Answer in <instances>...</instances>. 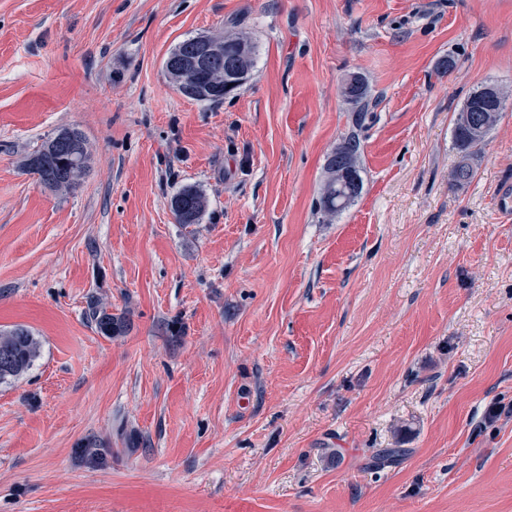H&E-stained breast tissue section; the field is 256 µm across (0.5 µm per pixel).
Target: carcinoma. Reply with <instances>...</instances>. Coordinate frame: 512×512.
I'll return each instance as SVG.
<instances>
[{
	"label": "carcinoma",
	"instance_id": "obj_1",
	"mask_svg": "<svg viewBox=\"0 0 512 512\" xmlns=\"http://www.w3.org/2000/svg\"><path fill=\"white\" fill-rule=\"evenodd\" d=\"M489 87L490 84L486 82L472 88L455 119V138L462 152V159L454 171L453 180L459 185L473 177L474 170L470 159L482 149L494 127L492 123L485 124L484 114L494 112L498 117L502 115V111L491 105L487 97ZM345 97L354 106V113L352 130L342 141L349 150V163L357 179L356 191L350 193L346 201L334 194L329 197L320 195L317 209L322 215L329 212L340 214L355 202L363 189L357 160L361 154L358 130L368 112V86L365 80H360V84L346 93ZM77 153L83 155V163H88L89 153L82 133L74 128L63 127L48 136L40 149L27 158L25 168L50 189L70 190L78 183V179L74 178L73 166V157ZM171 207L177 223L195 224L206 209V198L195 188H184L174 195ZM91 311L96 327L102 334L110 336L120 331L121 321L118 318L95 305L91 307ZM39 355L40 341L28 327L15 325L0 330V382L27 372Z\"/></svg>",
	"mask_w": 512,
	"mask_h": 512
}]
</instances>
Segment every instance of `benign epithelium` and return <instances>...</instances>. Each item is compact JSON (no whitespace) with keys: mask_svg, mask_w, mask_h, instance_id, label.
Segmentation results:
<instances>
[{"mask_svg":"<svg viewBox=\"0 0 512 512\" xmlns=\"http://www.w3.org/2000/svg\"><path fill=\"white\" fill-rule=\"evenodd\" d=\"M238 40L229 34L199 36L194 48L182 53L165 65L167 77L184 90L205 96L212 91H229L246 81L243 69L229 73L214 68V61L224 57V46L235 45Z\"/></svg>","mask_w":512,"mask_h":512,"instance_id":"1","label":"benign epithelium"}]
</instances>
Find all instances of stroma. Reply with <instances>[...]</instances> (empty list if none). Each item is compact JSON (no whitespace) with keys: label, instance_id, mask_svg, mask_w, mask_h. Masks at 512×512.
Here are the masks:
<instances>
[{"label":"stroma","instance_id":"35a3bbf8","mask_svg":"<svg viewBox=\"0 0 512 512\" xmlns=\"http://www.w3.org/2000/svg\"><path fill=\"white\" fill-rule=\"evenodd\" d=\"M231 29L243 86L179 93L171 49ZM352 73L363 190L326 222ZM483 82L512 91V0H0V330L41 341L0 512H512V105L453 181ZM61 127L67 192L23 169ZM206 205L205 196L192 187L180 190L171 201L172 211L179 224H196Z\"/></svg>","mask_w":512,"mask_h":512}]
</instances>
